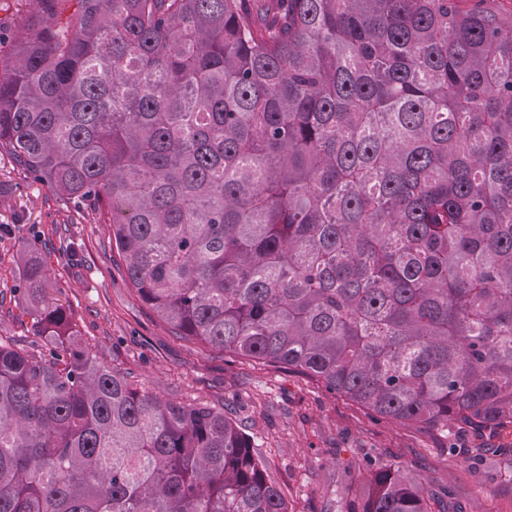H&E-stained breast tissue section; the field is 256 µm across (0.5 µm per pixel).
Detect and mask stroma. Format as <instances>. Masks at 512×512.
<instances>
[{"instance_id":"obj_1","label":"stroma","mask_w":512,"mask_h":512,"mask_svg":"<svg viewBox=\"0 0 512 512\" xmlns=\"http://www.w3.org/2000/svg\"><path fill=\"white\" fill-rule=\"evenodd\" d=\"M51 274L48 294L68 307L107 365L167 398L224 409L249 435L290 512H358L370 475L392 467L431 492L452 489L462 512H512V424L430 431L388 422L285 368L214 353L173 336L112 261L109 225L73 224L61 202L0 156V334L38 342L16 319L22 246Z\"/></svg>"}]
</instances>
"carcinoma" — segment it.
<instances>
[{
  "instance_id": "obj_1",
  "label": "carcinoma",
  "mask_w": 512,
  "mask_h": 512,
  "mask_svg": "<svg viewBox=\"0 0 512 512\" xmlns=\"http://www.w3.org/2000/svg\"><path fill=\"white\" fill-rule=\"evenodd\" d=\"M0 155L112 230L173 334L391 422L512 423V16L497 0H14ZM0 512H288L224 411L103 364L22 256ZM360 512H459L375 471Z\"/></svg>"
}]
</instances>
